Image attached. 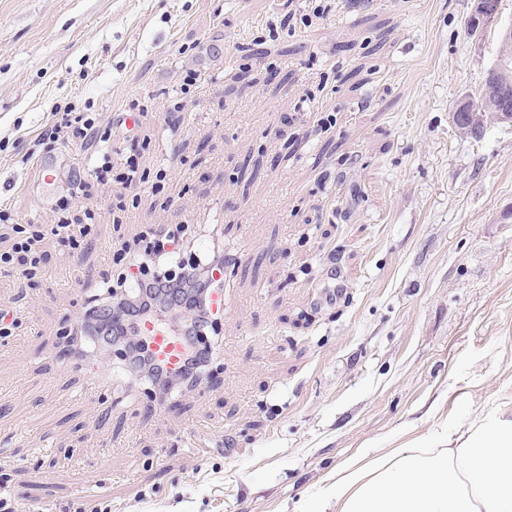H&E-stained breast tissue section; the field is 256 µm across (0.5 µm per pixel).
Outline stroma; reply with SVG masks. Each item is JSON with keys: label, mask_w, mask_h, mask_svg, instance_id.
Here are the masks:
<instances>
[{"label": "stroma", "mask_w": 512, "mask_h": 512, "mask_svg": "<svg viewBox=\"0 0 512 512\" xmlns=\"http://www.w3.org/2000/svg\"><path fill=\"white\" fill-rule=\"evenodd\" d=\"M0 0V202L55 221L89 146L18 162L55 108L135 139L162 187L87 175L79 253L0 274L21 326L0 338V483L18 512L107 499L112 512H310L346 460L482 416L512 418V123L465 139L498 26L475 0ZM291 13L281 28L283 13ZM200 72L181 98L186 70ZM184 224L222 244L228 302L199 389L163 394L82 333L112 249Z\"/></svg>", "instance_id": "1"}]
</instances>
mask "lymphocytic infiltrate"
I'll use <instances>...</instances> for the list:
<instances>
[{
    "label": "lymphocytic infiltrate",
    "instance_id": "obj_1",
    "mask_svg": "<svg viewBox=\"0 0 512 512\" xmlns=\"http://www.w3.org/2000/svg\"><path fill=\"white\" fill-rule=\"evenodd\" d=\"M104 140L95 113L72 106L52 112L48 125L36 138L37 144L48 141L65 148L75 142L99 145L90 168L97 181L125 189L146 184L151 176L141 168L137 155L129 154L123 167L113 168ZM70 210L71 198L65 195L55 205L56 223L23 224L15 220L10 208L0 205V222L6 224L10 241L7 248H0V273L27 280L45 274L42 244L50 236L71 250H79L96 215L86 212L84 223L74 224ZM112 263L119 275L106 289L111 307L91 320L100 342L106 346L123 343L124 356L132 367L145 371L152 383L170 386V377L153 363L134 328L141 315H168L176 321L191 349L181 381L201 376L212 355L205 340L213 326L208 296L215 272L224 268L223 248L214 247L196 256L188 251L184 225L155 227L120 244L112 253Z\"/></svg>",
    "mask_w": 512,
    "mask_h": 512
}]
</instances>
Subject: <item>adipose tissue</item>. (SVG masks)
Masks as SVG:
<instances>
[{
    "label": "adipose tissue",
    "mask_w": 512,
    "mask_h": 512,
    "mask_svg": "<svg viewBox=\"0 0 512 512\" xmlns=\"http://www.w3.org/2000/svg\"><path fill=\"white\" fill-rule=\"evenodd\" d=\"M314 503V512H512V418L347 463Z\"/></svg>",
    "instance_id": "obj_1"
}]
</instances>
